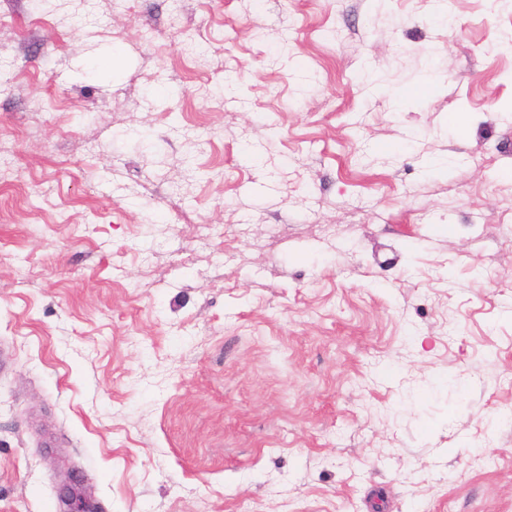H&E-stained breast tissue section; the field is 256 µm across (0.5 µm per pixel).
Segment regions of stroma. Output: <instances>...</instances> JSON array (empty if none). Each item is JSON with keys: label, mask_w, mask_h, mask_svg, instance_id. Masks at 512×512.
<instances>
[{"label": "stroma", "mask_w": 512, "mask_h": 512, "mask_svg": "<svg viewBox=\"0 0 512 512\" xmlns=\"http://www.w3.org/2000/svg\"><path fill=\"white\" fill-rule=\"evenodd\" d=\"M0 152V512H512V0H0Z\"/></svg>", "instance_id": "1"}]
</instances>
